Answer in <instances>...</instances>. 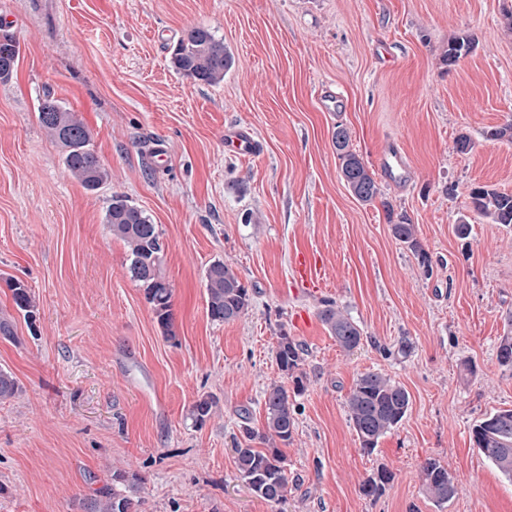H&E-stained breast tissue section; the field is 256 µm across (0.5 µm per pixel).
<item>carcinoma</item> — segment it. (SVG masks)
Returning a JSON list of instances; mask_svg holds the SVG:
<instances>
[{"instance_id": "obj_1", "label": "carcinoma", "mask_w": 512, "mask_h": 512, "mask_svg": "<svg viewBox=\"0 0 512 512\" xmlns=\"http://www.w3.org/2000/svg\"><path fill=\"white\" fill-rule=\"evenodd\" d=\"M475 49V39L465 33L448 40V49L442 61L448 67L457 66ZM19 45L5 35L0 37V81L9 80L16 71ZM233 58L207 27L194 26L181 34L172 54L171 64L182 76L206 85L224 81V71ZM40 126L64 150V164L69 174L88 191H95L109 180V171L90 148V132L76 118L74 112L47 96L37 108ZM333 143L339 160V172L351 194L363 203L377 197L378 187L367 163L350 148V135L338 126L333 133ZM475 212L494 224L512 226V193L501 192L484 184L471 185L468 193ZM106 224L112 236L123 242L126 249V270L130 278L143 287L145 298L151 305L154 319L166 338L173 337L172 288L161 273L164 255L158 225L123 195L112 196L106 213ZM390 230L393 236L407 245L416 256L419 267L429 274L432 258L416 234V225L404 214L389 211ZM14 305L29 325H34L38 312L34 295L20 282L10 281ZM205 290L208 316L211 320L229 323L240 318L251 304L248 288L238 274L222 261L213 262L205 273ZM320 318L345 350L359 346L363 331L345 311L332 302L324 303ZM507 329L497 343V361L512 367V314L506 319ZM301 344L281 332L275 348L279 371L292 380L293 393L306 390L307 377L302 370ZM19 388L12 372L0 369V400L15 395ZM215 402L202 396L190 409V419L201 426L211 416ZM410 406L407 390L379 372L360 375L349 395L345 407L349 421L360 440L361 448L370 454L379 440L390 433L406 417ZM264 426L255 430L242 426V441L234 449L235 464L240 477L253 493L263 501L279 505L288 495V475L282 466V453L278 445L291 440L296 426V409L287 389L271 384L264 394ZM471 439L476 448L505 477L512 479V409L496 411L477 421L471 429ZM259 440L267 448L258 450L251 442ZM424 491L435 504L442 506L455 495V485L448 469L435 459L422 466ZM391 480V474L381 469L362 485L364 495H379ZM142 478L130 471L112 472V485L97 490L95 497L84 503L85 512H141L139 496Z\"/></svg>"}]
</instances>
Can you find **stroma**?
I'll list each match as a JSON object with an SVG mask.
<instances>
[{"label": "stroma", "instance_id": "obj_1", "mask_svg": "<svg viewBox=\"0 0 512 512\" xmlns=\"http://www.w3.org/2000/svg\"><path fill=\"white\" fill-rule=\"evenodd\" d=\"M508 10L512 0H0V36L20 48L0 82V320L14 333L0 338V368L20 386L0 400V512H84L116 469L142 477V512H512V480L471 440L476 421L512 409V369L496 358L512 312V229L468 198L474 183L512 192V142L486 137L512 118ZM193 26L233 56L223 83L172 68L171 48ZM461 33L476 47L447 68L441 55ZM326 88L340 111L323 110ZM47 94L89 129L110 173L97 191L69 175L40 126ZM339 125L374 173L373 203L340 178ZM231 127L251 129L261 150L227 154ZM153 141L163 159L148 156ZM391 143L409 159L403 185L379 171ZM116 194L162 233L173 339L105 223ZM391 211L416 225L432 275L393 237ZM301 252L320 259L318 290L294 281ZM215 260L252 295L230 323L206 310ZM13 280L36 297L34 325ZM327 301L360 325L359 348L330 335ZM283 329L304 349L308 382L281 448L288 499L275 506L241 479L233 446L242 425L262 428L263 392L284 380ZM369 371L405 387L411 405L367 454L345 401ZM204 395L216 405L197 427L188 410ZM429 458L454 479L442 508L423 491ZM381 467L391 483L363 495ZM8 287L12 292L14 305L28 324L34 325L38 312L37 302L34 295L20 282L10 281Z\"/></svg>", "mask_w": 512, "mask_h": 512}]
</instances>
